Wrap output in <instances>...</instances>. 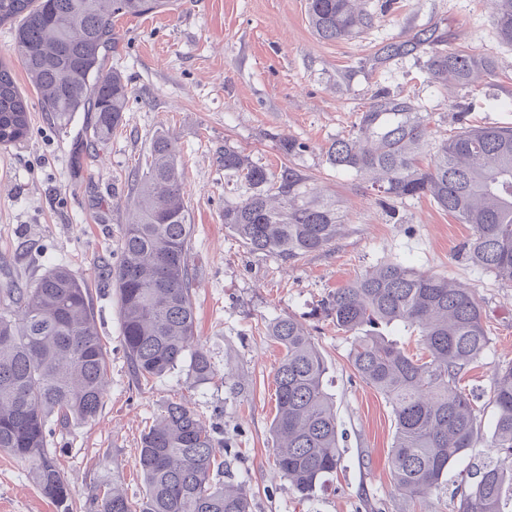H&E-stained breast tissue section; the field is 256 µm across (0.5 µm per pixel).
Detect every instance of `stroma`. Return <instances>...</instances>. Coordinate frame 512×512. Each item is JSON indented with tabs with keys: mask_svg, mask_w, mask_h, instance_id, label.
<instances>
[{
	"mask_svg": "<svg viewBox=\"0 0 512 512\" xmlns=\"http://www.w3.org/2000/svg\"><path fill=\"white\" fill-rule=\"evenodd\" d=\"M381 2L364 0L373 25L336 41L313 32L307 0H171L152 14L114 17L119 47L105 68L124 76L130 95L121 125L102 142L83 112L69 134L59 133L13 51L14 24L0 26V57L13 68L31 120L26 140L0 146V286L32 281L53 264L69 268L89 284L109 350L110 385L98 416L53 437L74 507L110 478L139 499L140 438L169 402L182 401L216 426L227 449L225 467L250 489L253 512H457V472L416 499L395 488L388 461L391 408L356 375L350 337L313 310L336 288L387 261L471 288L491 337L487 353L464 376L481 436L470 450L477 461L488 452L493 370L512 361V286L468 260L463 245L472 225L428 197L379 202L359 177L331 167L326 151L383 89L413 96L431 114L437 139L453 135L462 120L512 126V46L497 38L488 0H391L385 10ZM419 33L491 58L493 73L463 88L435 86L423 48L379 63L384 47ZM160 134L171 138L184 167L196 334L217 370L205 384L182 369L137 386L121 347L115 291L100 276L103 266L119 261V229L128 213L117 199ZM286 138L302 143L303 151L287 154ZM228 146L272 172L289 166L310 177L339 200L346 215L342 235L326 250L287 263L251 252L222 220L225 202L240 195L220 161ZM288 315L305 324L326 361L341 453L334 480L305 503L276 469L270 432L281 351L268 328ZM0 512H56L28 465L4 452Z\"/></svg>",
	"mask_w": 512,
	"mask_h": 512,
	"instance_id": "obj_1",
	"label": "stroma"
}]
</instances>
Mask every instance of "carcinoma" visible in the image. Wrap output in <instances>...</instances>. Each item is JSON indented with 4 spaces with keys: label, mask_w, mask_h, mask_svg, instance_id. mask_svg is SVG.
<instances>
[{
    "label": "carcinoma",
    "mask_w": 512,
    "mask_h": 512,
    "mask_svg": "<svg viewBox=\"0 0 512 512\" xmlns=\"http://www.w3.org/2000/svg\"><path fill=\"white\" fill-rule=\"evenodd\" d=\"M165 0H0V24L17 22L14 52L62 132L78 112L94 114L105 138L122 123L129 99L121 75L104 71L119 41L112 17H139ZM497 36L512 45V0H490ZM309 22L323 40L351 38L374 16L354 0H308ZM426 36L394 43L387 57L428 46L434 84L466 86L493 62L464 49H441ZM429 114L414 98L379 92L351 133L334 140L329 164L370 184L378 200L429 196L475 236L472 262L512 286V126H463L431 141ZM29 107L0 56V146L25 140ZM431 152L430 164L422 156ZM224 176L242 198L224 205V226L252 252L284 262L329 248L346 215L336 200L292 167L275 174L224 146ZM119 262L108 269L118 297L122 347L139 383L183 363L200 383L216 369L195 336L189 256L192 224L184 176L172 141L160 135L144 168L133 171L124 200ZM336 330L353 337V368L394 416L390 472L398 490L418 496L440 488L478 440L473 398L461 383L490 347L473 291L445 276L388 262L332 292L319 305ZM402 326L420 337L414 356L386 334ZM283 355L274 372L275 463L302 502L313 500L341 464L327 366L307 329L291 316L270 325ZM107 346L94 322L87 282L63 266L35 281L0 289V450L28 463L41 493L72 512V492L50 439L56 427L94 420L108 383ZM496 408L487 456L462 469L459 512H512V362L494 368ZM213 428L190 406L170 402L145 432L135 465L144 493L132 502L103 484L85 512H252L249 490L224 481Z\"/></svg>",
    "instance_id": "carcinoma-1"
}]
</instances>
